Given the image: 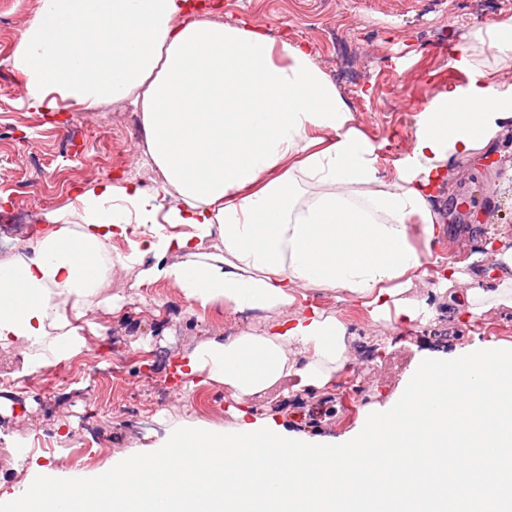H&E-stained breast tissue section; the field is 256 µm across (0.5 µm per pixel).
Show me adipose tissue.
Returning <instances> with one entry per match:
<instances>
[{"mask_svg": "<svg viewBox=\"0 0 512 512\" xmlns=\"http://www.w3.org/2000/svg\"><path fill=\"white\" fill-rule=\"evenodd\" d=\"M188 11L189 0H40L15 42L31 109L129 102L160 176L151 191L132 178L100 181L0 261V344L23 349V374L81 354V324L117 271L166 282L203 308L281 314L182 357L186 389L203 373L244 403L292 376L323 387L353 359V335L335 312L308 305L307 289L352 301L382 330L395 317L434 316L406 296L427 274L457 284L448 300L466 301L473 317L512 306V233L498 236L499 282L488 291L469 287L456 263L428 271L414 245L440 232L428 200L449 160L503 134L512 85L473 54L456 58L470 83L417 114L386 181L378 145L303 45ZM133 223L141 238L114 250Z\"/></svg>", "mask_w": 512, "mask_h": 512, "instance_id": "adipose-tissue-1", "label": "adipose tissue"}]
</instances>
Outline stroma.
Segmentation results:
<instances>
[{
	"label": "stroma",
	"mask_w": 512,
	"mask_h": 512,
	"mask_svg": "<svg viewBox=\"0 0 512 512\" xmlns=\"http://www.w3.org/2000/svg\"><path fill=\"white\" fill-rule=\"evenodd\" d=\"M206 19L267 29L275 38L307 44L334 82L354 124L380 144V176L391 179L406 154L417 114L438 93L462 86L454 54L481 55L499 83L512 84V61L483 50L473 33L495 27L493 0H203ZM15 0H0V208H26L34 228L45 212L74 205L77 194L99 181L135 177L154 189V169L133 167L144 135L130 104L92 112H37L29 108L12 66L15 41L31 18ZM450 183L431 198L446 232V246L416 240L439 263H465L474 288L493 285L488 264H468L489 242L491 228L512 226V124L493 145L449 163ZM135 273L112 275L107 295L119 308L97 307L89 318L104 337L86 334L83 352L60 366L70 378L58 386L51 368L18 377L20 351L0 346V378L14 387L1 394L0 489L11 491L26 475L80 473L106 468L132 448L150 449L165 428L191 420L231 429L248 412L309 436L341 437L369 414L402 396L416 364L428 353L483 342L512 341V307L472 319L449 307L434 280L415 279L409 298L434 307L424 322L395 321L376 335L368 315L349 302L315 290L308 301L336 312L356 338L360 361L339 370L325 387L300 391L276 386L240 405L223 385L206 382L182 395L177 363L182 352L212 336L236 333L254 317L224 306L189 307L178 289L158 281L135 286ZM39 435L45 449L14 452L19 438Z\"/></svg>",
	"instance_id": "obj_1"
}]
</instances>
